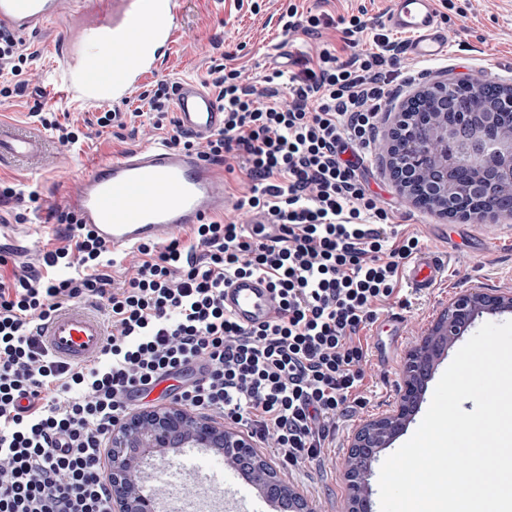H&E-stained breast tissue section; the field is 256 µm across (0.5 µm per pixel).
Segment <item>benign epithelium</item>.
<instances>
[{
	"instance_id": "7a95c632",
	"label": "benign epithelium",
	"mask_w": 512,
	"mask_h": 512,
	"mask_svg": "<svg viewBox=\"0 0 512 512\" xmlns=\"http://www.w3.org/2000/svg\"><path fill=\"white\" fill-rule=\"evenodd\" d=\"M467 94L448 102V82L417 91L397 113L391 128L387 170L391 181L427 209L450 218L494 223L512 217V113L486 103L481 83H459ZM512 310V296L480 290L448 305L408 354L402 371L398 410L364 425L355 435L346 463L348 512H371L366 473L374 452L388 445L421 402L433 361L477 314ZM196 439L224 449V457L255 471L263 494L289 512H311L267 467L249 437L175 406L156 407L126 417L112 429L107 474L113 512H144L133 482L136 452L175 448Z\"/></svg>"
}]
</instances>
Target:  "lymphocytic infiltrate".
Listing matches in <instances>:
<instances>
[{
  "label": "lymphocytic infiltrate",
  "instance_id": "f902f5d3",
  "mask_svg": "<svg viewBox=\"0 0 512 512\" xmlns=\"http://www.w3.org/2000/svg\"><path fill=\"white\" fill-rule=\"evenodd\" d=\"M279 23L288 35H340L260 90L225 54L204 80L224 128L205 143L171 116L165 83L140 94L143 109L96 118L123 129L153 112L168 145L241 174L232 208L256 224L207 218L189 241L141 244L133 273L118 281L110 246L57 208L63 246L43 251L41 267L0 279V512H112L103 461L112 431L166 378L181 381L177 404L224 419L289 467L318 460L337 422L360 406L361 333L385 304H402L401 272L422 248L399 233L361 172L402 43L382 29L373 50H361L359 14L339 23L292 4ZM240 275L268 279L280 299L273 320L246 329L226 313L224 285ZM80 300L104 307L107 338L70 365L45 351L38 328Z\"/></svg>",
  "mask_w": 512,
  "mask_h": 512
}]
</instances>
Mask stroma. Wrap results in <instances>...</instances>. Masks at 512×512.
Listing matches in <instances>:
<instances>
[{
	"label": "stroma",
	"mask_w": 512,
	"mask_h": 512,
	"mask_svg": "<svg viewBox=\"0 0 512 512\" xmlns=\"http://www.w3.org/2000/svg\"><path fill=\"white\" fill-rule=\"evenodd\" d=\"M259 14L239 7L237 0H177L180 35L156 75L143 82L146 90L158 82L180 83L203 81L211 65L222 63L225 52L236 53V66L245 76L262 80L275 67H288L291 57L307 52L310 40L303 36L283 35L277 16L288 4H296L305 12L324 6L332 16L347 15L366 8L369 26H376L386 8L387 0H256ZM453 7L445 20L449 51L445 59L418 62L403 58V72L413 75L411 84L401 87L394 107L410 97L421 86L446 80L477 78L506 86L512 85V0H452ZM58 25L44 32L21 36L20 42L30 59L26 78L28 85L22 95L0 97V120L41 131L35 112L40 104L51 105L56 113L69 119L84 121L94 117L89 108H77L61 95L45 97L43 90L50 81L51 57L45 53L47 42L59 35ZM163 131L153 129L147 117L137 118L134 131L115 135L105 128L93 133L74 149L66 150L57 141H50L43 170L24 171L11 164H0V180L17 184L23 191L39 195L38 208L29 200L16 202L14 208L0 206V218L10 219L12 210L26 211V223L16 225L27 249L26 259L36 262L45 245H59V225L53 224L49 213L56 200L75 193L89 170L112 160L124 152L163 143ZM370 170V188L393 210V221L405 232L417 235L425 248H440L442 242L433 236V228L454 233L461 222L455 218L435 215L417 207L412 199L397 190L386 171L383 149H376L365 161ZM472 232L480 238V247L465 239L458 240L448 257V268L438 288L426 293H410L409 307L386 309L383 319L401 321L405 334L386 367L369 360L365 385L361 391L362 408L339 422L331 448L325 449L320 463L303 468L283 467L272 455L265 462L276 471L284 485L308 501L314 512H346L349 496L344 468L353 434L367 422L395 409L402 368L408 352L419 344L426 329L445 310L450 299L473 287L512 294V219L493 224H472Z\"/></svg>",
	"instance_id": "35a3bbf8"
}]
</instances>
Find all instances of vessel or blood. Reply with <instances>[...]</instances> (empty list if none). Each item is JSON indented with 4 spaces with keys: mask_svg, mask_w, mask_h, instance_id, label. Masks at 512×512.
I'll return each instance as SVG.
<instances>
[{
    "mask_svg": "<svg viewBox=\"0 0 512 512\" xmlns=\"http://www.w3.org/2000/svg\"><path fill=\"white\" fill-rule=\"evenodd\" d=\"M77 13L79 20L67 37L49 45L55 62L50 87L76 106L122 105L156 73L161 49L172 46L179 34L176 0H79ZM59 15V0H0V30L16 35L41 32ZM383 23L408 35V57L421 62L447 57L448 29L434 0H390ZM99 41L110 45L109 53L91 50V43ZM174 106L181 130L195 139L224 128L223 111L198 82H180ZM46 150L38 134L0 122V163L10 160L36 169ZM222 179L217 165L194 153L153 145L100 164L65 203L119 254L145 241H165L203 216L224 214L230 201L220 188ZM447 265L446 252H422L408 263L405 280L414 292H428L441 283ZM278 308V296L261 278L237 276L224 288V309L242 327L267 323ZM39 334L58 360L79 364L101 349L107 332L102 315L74 303L42 324ZM236 474L233 466L209 464L206 451L194 448L142 484L149 490L152 512H159L171 490L186 487L188 480L218 485Z\"/></svg>",
    "mask_w": 512,
    "mask_h": 512,
    "instance_id": "obj_1",
    "label": "vessel or blood"
}]
</instances>
